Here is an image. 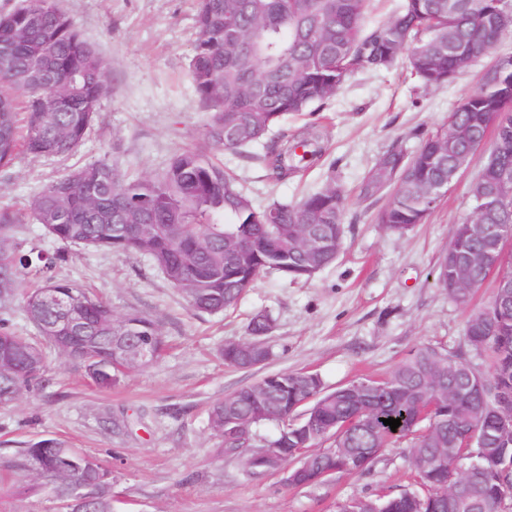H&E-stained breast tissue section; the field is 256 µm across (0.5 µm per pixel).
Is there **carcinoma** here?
Masks as SVG:
<instances>
[{"mask_svg": "<svg viewBox=\"0 0 512 512\" xmlns=\"http://www.w3.org/2000/svg\"><path fill=\"white\" fill-rule=\"evenodd\" d=\"M371 0H198L195 44L189 69L202 108L212 113L211 142L226 150L258 144L290 113L318 112L360 69L388 71L402 56L426 87L452 82L470 66L469 59L495 48L512 31V0H402L383 23L363 25ZM0 170L10 169L22 154L66 158L82 144L101 101L111 92L109 65L89 44L56 0H24L0 14ZM506 124L490 126L495 117ZM494 135L483 172L490 178L512 172V55L500 57L483 76L480 88L448 116V127L419 132V147L406 159L396 179L384 171L403 154L393 147L375 161L361 186L364 199L390 193L379 223L398 234L425 222L446 196L488 134ZM322 156L314 132L288 140L286 132L248 158L278 178L314 164ZM472 215L452 227L441 255L436 280L453 300L466 304L472 288L490 271L470 268L472 287L457 288L454 264L470 255L499 253L475 228L500 224L512 234V201L487 200L473 183ZM249 202L235 206L232 197ZM344 195L330 180L297 203L274 201L264 207L238 186L236 176L203 153L184 149L151 177L119 172L105 159L84 165L46 185L30 201L32 218L50 238L70 246L137 254L147 258L184 295L198 314L232 308L264 273L292 280L310 277L341 252ZM15 214L0 209V311L20 296L34 336H21L0 318V341L17 349L0 366V405L12 404L30 383L46 382L48 350L84 366L87 376L108 389L129 371L152 363L165 336L158 324L138 313L117 317L94 294L71 280L49 275L61 254L26 250L11 234ZM138 224L152 225L150 233ZM326 249L311 254L304 225ZM47 271L42 284L29 287L32 269ZM53 293L70 301L76 325L58 332L62 340L43 339L59 321L46 304ZM482 320L489 330L473 328ZM273 328L266 313L255 314L247 327L251 338ZM129 346L149 344L153 356H127L117 336ZM221 349L224 362L244 366L240 346ZM466 351L451 353L423 346L403 359L385 380L353 381L334 389L315 373L276 372L239 388L210 409V428L226 455H241L247 471L261 475L268 461L248 451L255 429L274 423L278 433L264 442L290 456L298 449L331 441L335 451L314 453L305 485L318 483L325 470L367 466L394 438H411V454L431 461L415 468L423 492L404 491L375 500L380 512H454L446 495L451 465L470 452L467 440L483 449L480 469L469 482L479 496L476 512H508L512 499V434L504 433L498 404L512 400V290L494 289L465 328ZM305 407L297 423L291 416ZM400 419L396 430L382 419ZM32 480L50 488L62 502L70 500L74 482L106 488L111 472L76 448L43 440L22 450L15 462ZM74 512H112V499L100 497Z\"/></svg>", "mask_w": 512, "mask_h": 512, "instance_id": "obj_1", "label": "carcinoma"}]
</instances>
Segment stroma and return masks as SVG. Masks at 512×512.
Masks as SVG:
<instances>
[{
    "label": "stroma",
    "mask_w": 512,
    "mask_h": 512,
    "mask_svg": "<svg viewBox=\"0 0 512 512\" xmlns=\"http://www.w3.org/2000/svg\"><path fill=\"white\" fill-rule=\"evenodd\" d=\"M57 5L108 62L112 93L68 159L25 156L0 173V209L18 216L14 234L25 248L64 252L53 276L90 289L116 315L156 320L166 347L155 363L122 375L108 390L94 386L84 368L50 354L49 385L30 386L15 403L0 406V512H58L54 494L12 466L22 449L45 439L79 449L111 471L112 512H338L354 498L418 490L403 441L381 448L365 469L312 486L286 485L278 473L249 474L242 459L224 455L208 413L214 402L270 373L314 372L331 389L387 378L424 345L463 348L465 322L490 299L494 284L484 283L463 306L437 284L435 270L452 225L472 213L469 187L487 150L473 156L425 223L402 235L378 224L384 200H360L358 187L379 154L395 145L410 153L418 148L414 129L445 127L496 57L512 54V33L444 86L423 88L403 61L388 72L349 75L323 111L286 118L284 128L296 134L319 125L324 155L277 181L243 152L216 147L206 137L211 115L201 108L189 73L197 0ZM186 148L233 172L260 205L299 201L336 179L345 192L337 261L308 280L262 275L227 312L198 316L147 259L64 247L29 216L31 198L70 169L105 158L120 172L152 176ZM260 311L274 324L269 359L251 369L225 365L220 348L245 337Z\"/></svg>",
    "instance_id": "stroma-1"
}]
</instances>
